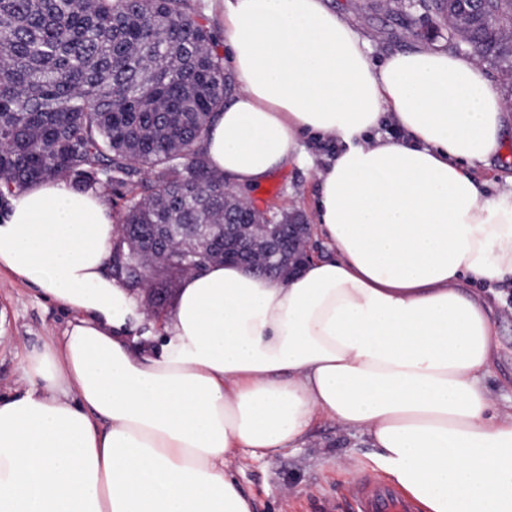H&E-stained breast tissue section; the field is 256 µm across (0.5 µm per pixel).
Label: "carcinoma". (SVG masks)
I'll list each match as a JSON object with an SVG mask.
<instances>
[{"mask_svg": "<svg viewBox=\"0 0 512 512\" xmlns=\"http://www.w3.org/2000/svg\"><path fill=\"white\" fill-rule=\"evenodd\" d=\"M470 2L473 23L448 28ZM450 41L512 75V0H415ZM219 44L188 0H0V210L46 179L125 200L122 239L171 226L172 252L153 270L169 288L205 257L178 243L204 230L224 246L226 216L265 213L224 198L201 149L233 93ZM114 276L140 285L113 252Z\"/></svg>", "mask_w": 512, "mask_h": 512, "instance_id": "1", "label": "carcinoma"}]
</instances>
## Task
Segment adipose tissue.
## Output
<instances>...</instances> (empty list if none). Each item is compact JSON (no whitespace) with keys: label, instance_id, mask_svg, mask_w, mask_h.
<instances>
[{"label":"adipose tissue","instance_id":"obj_1","mask_svg":"<svg viewBox=\"0 0 512 512\" xmlns=\"http://www.w3.org/2000/svg\"><path fill=\"white\" fill-rule=\"evenodd\" d=\"M237 91L203 149L241 191L337 143L313 229L330 253L289 278L213 262L134 349L97 189L39 182L0 219V272L70 314L0 393V512H252L227 462L365 436L420 512H512V414L484 383L499 349L475 281H512V186L470 170L512 105L475 52L371 56L327 0H223Z\"/></svg>","mask_w":512,"mask_h":512}]
</instances>
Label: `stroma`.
<instances>
[{"label": "stroma", "mask_w": 512, "mask_h": 512, "mask_svg": "<svg viewBox=\"0 0 512 512\" xmlns=\"http://www.w3.org/2000/svg\"><path fill=\"white\" fill-rule=\"evenodd\" d=\"M408 0H330L336 11L349 16L359 32L371 40L375 60L395 49L412 46L413 29L428 30L424 12ZM317 196L314 171L293 166L275 172L248 192L256 208L278 215L300 212L312 221ZM494 320L500 349L486 377V386L500 402L501 413L512 412V285L500 286ZM68 317L35 290L0 274V392L23 389L26 376L22 355L39 348L51 336L62 335ZM372 450L360 434L334 421L316 423L304 447L271 459L237 458L229 471L253 504V512H359L358 486L386 485L372 463ZM362 459L347 468L349 457Z\"/></svg>", "instance_id": "35a3bbf8"}]
</instances>
